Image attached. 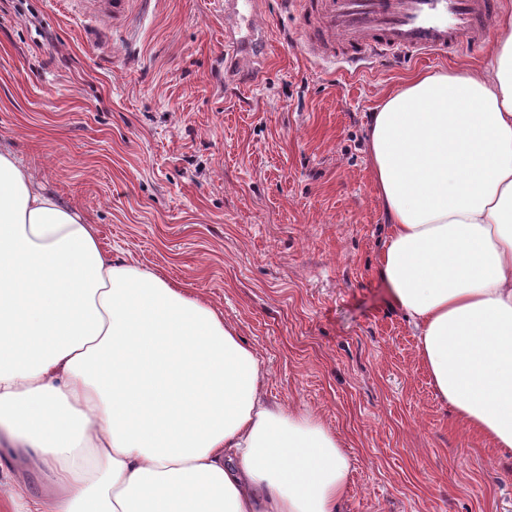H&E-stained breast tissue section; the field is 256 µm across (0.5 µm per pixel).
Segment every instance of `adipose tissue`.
Wrapping results in <instances>:
<instances>
[{"mask_svg":"<svg viewBox=\"0 0 512 512\" xmlns=\"http://www.w3.org/2000/svg\"><path fill=\"white\" fill-rule=\"evenodd\" d=\"M489 65L426 71L372 112L380 272L457 420L512 454V14ZM186 288L103 253L0 150V451L44 473L11 512H339L351 461Z\"/></svg>","mask_w":512,"mask_h":512,"instance_id":"1","label":"adipose tissue"}]
</instances>
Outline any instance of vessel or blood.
<instances>
[{
  "instance_id": "1",
  "label": "vessel or blood",
  "mask_w": 512,
  "mask_h": 512,
  "mask_svg": "<svg viewBox=\"0 0 512 512\" xmlns=\"http://www.w3.org/2000/svg\"><path fill=\"white\" fill-rule=\"evenodd\" d=\"M497 0H311L306 52L319 59L368 61L386 53L432 59L484 39ZM255 0H224L225 84L254 68Z\"/></svg>"
}]
</instances>
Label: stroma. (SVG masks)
I'll list each match as a JSON object with an SVG mask.
<instances>
[{
  "label": "stroma",
  "instance_id": "obj_1",
  "mask_svg": "<svg viewBox=\"0 0 512 512\" xmlns=\"http://www.w3.org/2000/svg\"><path fill=\"white\" fill-rule=\"evenodd\" d=\"M295 0H262L259 76L224 93L221 0H0V149L94 224L113 261L205 299L261 359L267 398L317 415L352 461L343 512H512V456L437 396L380 277L368 160L383 96L419 71L306 55Z\"/></svg>",
  "mask_w": 512,
  "mask_h": 512
}]
</instances>
